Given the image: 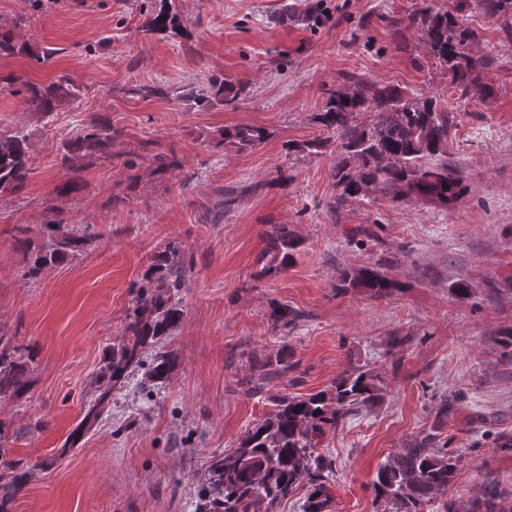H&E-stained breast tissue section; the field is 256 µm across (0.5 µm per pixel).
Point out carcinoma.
I'll return each mask as SVG.
<instances>
[{"label": "carcinoma", "mask_w": 512, "mask_h": 512, "mask_svg": "<svg viewBox=\"0 0 512 512\" xmlns=\"http://www.w3.org/2000/svg\"><path fill=\"white\" fill-rule=\"evenodd\" d=\"M480 5L490 17L501 20V30L512 34V0H456L454 12H436L429 0L410 20L424 31V47L467 96L481 83L485 58L473 53L475 33L466 25L464 14L472 4ZM176 23L173 16L159 12L144 20L146 32H157ZM356 90H332L320 122L329 136L306 143L311 155H321L337 140L345 157L336 167V204L349 198L381 193L395 201L414 195L422 201L448 205L466 186L455 164L448 161V140L453 116L433 97L419 101L394 86L359 82ZM26 104L36 112L50 113L65 97L77 96L70 83L53 82L47 86L25 83ZM357 112H370L366 123L354 121ZM265 138L259 127L240 126L224 132V142L239 151L252 149ZM23 131L0 134V194L20 190L31 168ZM89 157L112 158V132L97 124L68 148L61 163L69 164L71 153ZM88 228L78 229L60 238L54 237L35 255L25 272L37 277L43 268L69 251H78L89 243ZM301 239L285 224H274L265 234L260 257L262 271L286 269L294 261ZM193 257L181 244L171 242L152 257L144 272L147 285L139 287L126 316L125 336L112 345L103 376L118 382L129 374L144 370L145 379L154 385L168 379L176 367V356L157 351L151 362L147 352L168 335L183 319V291L188 287ZM338 288H365L374 297H383L396 287L380 267L367 263L354 272L342 271ZM300 315L285 305L271 309L273 326L286 327ZM295 364L285 354L251 360L257 383L248 388L260 392L264 384L288 376ZM28 389L23 348L0 334V398L18 397ZM383 388L377 376L354 368L344 372L332 384L331 392L307 396L282 395L274 400V411L255 422L239 439L230 454L215 458L208 477L197 493L195 512H273L276 504L288 498L303 482L311 487L304 512H326L330 496L326 488L322 458L312 449L326 428L358 409L372 405ZM432 436L412 440L379 466L372 488L376 499L392 505L393 512H418L432 495L448 487L455 474V462L448 449L431 447Z\"/></svg>", "instance_id": "obj_1"}]
</instances>
